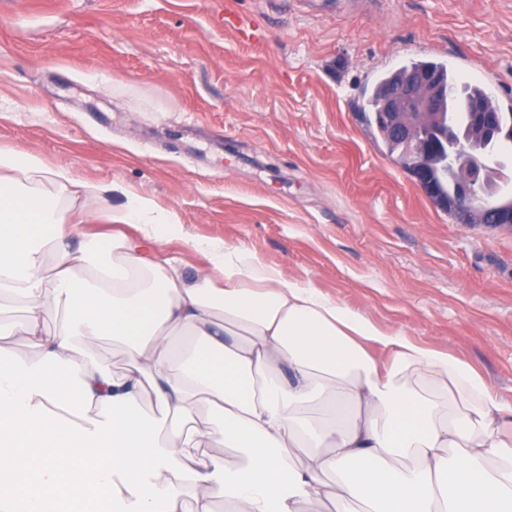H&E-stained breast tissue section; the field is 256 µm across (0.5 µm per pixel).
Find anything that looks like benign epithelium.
Instances as JSON below:
<instances>
[{
	"label": "benign epithelium",
	"instance_id": "7a95c632",
	"mask_svg": "<svg viewBox=\"0 0 512 512\" xmlns=\"http://www.w3.org/2000/svg\"><path fill=\"white\" fill-rule=\"evenodd\" d=\"M448 106V88L440 75L417 71L382 99L376 126L411 151V175L426 196L432 199L439 195L433 171L437 161L446 157L458 179L440 204L467 224L512 228V183L496 182L491 177L501 158H512V130L502 128L488 102L471 103L463 116L479 143V149L474 150L445 130L442 115Z\"/></svg>",
	"mask_w": 512,
	"mask_h": 512
}]
</instances>
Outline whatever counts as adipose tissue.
I'll return each mask as SVG.
<instances>
[{
    "label": "adipose tissue",
    "mask_w": 512,
    "mask_h": 512,
    "mask_svg": "<svg viewBox=\"0 0 512 512\" xmlns=\"http://www.w3.org/2000/svg\"><path fill=\"white\" fill-rule=\"evenodd\" d=\"M44 181L72 202L121 196L108 219L138 235L113 237L108 256L92 241L70 250L78 227L37 191ZM175 221L121 185L0 151V303L25 304L12 332L42 346L29 359L0 345V512H86L94 499L120 512H215L219 499L240 512L309 500L323 512H512V403L483 376L239 246L186 239L209 262L186 280L158 258L157 227ZM61 309L68 328L49 334ZM102 336L125 340L122 375L88 356ZM198 395L215 418L190 430ZM143 396L157 416L136 408ZM213 439L240 462L208 454Z\"/></svg>",
    "instance_id": "1"
}]
</instances>
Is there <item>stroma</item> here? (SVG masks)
<instances>
[{"instance_id": "35a3bbf8", "label": "stroma", "mask_w": 512, "mask_h": 512, "mask_svg": "<svg viewBox=\"0 0 512 512\" xmlns=\"http://www.w3.org/2000/svg\"><path fill=\"white\" fill-rule=\"evenodd\" d=\"M413 60L512 105V0H0V149L174 212L187 276L184 238L245 247L512 403V228L452 219L356 110ZM38 189L111 250L119 197Z\"/></svg>"}]
</instances>
